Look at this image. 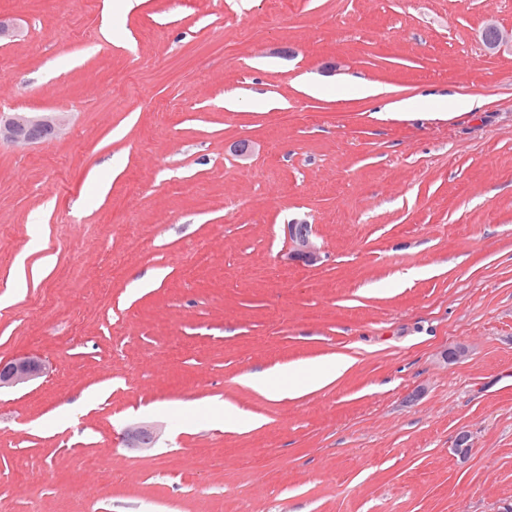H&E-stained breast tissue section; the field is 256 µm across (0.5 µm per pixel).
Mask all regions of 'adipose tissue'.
<instances>
[{"label":"adipose tissue","mask_w":512,"mask_h":512,"mask_svg":"<svg viewBox=\"0 0 512 512\" xmlns=\"http://www.w3.org/2000/svg\"><path fill=\"white\" fill-rule=\"evenodd\" d=\"M351 365L349 359L291 365L276 371L244 375L245 384L268 397H298L318 391L336 380Z\"/></svg>","instance_id":"1"}]
</instances>
